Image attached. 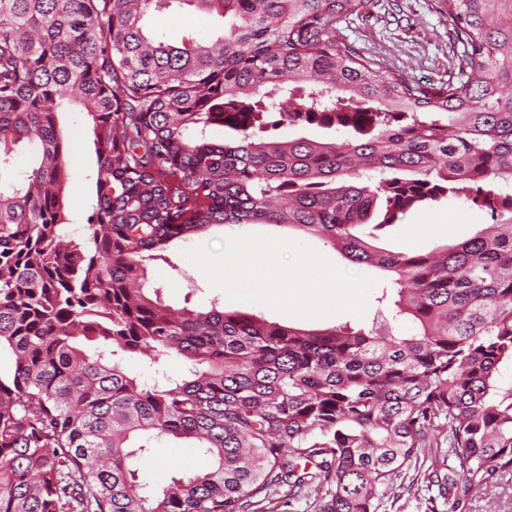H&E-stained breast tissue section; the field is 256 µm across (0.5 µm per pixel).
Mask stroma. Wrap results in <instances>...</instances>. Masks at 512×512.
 <instances>
[{"instance_id":"1","label":"stroma","mask_w":512,"mask_h":512,"mask_svg":"<svg viewBox=\"0 0 512 512\" xmlns=\"http://www.w3.org/2000/svg\"><path fill=\"white\" fill-rule=\"evenodd\" d=\"M217 27L214 17L201 12L167 11L156 14L150 23L152 31L173 45L178 44L187 31L205 37L213 34ZM335 27L337 35L356 52L380 59L391 71L407 73L421 82L444 81L452 73V37L444 0H379L372 12L360 11L337 18ZM59 123L70 144L64 204L71 223L77 226L72 236L80 239L84 236L83 226L95 220L96 157L92 124L86 114L72 106L62 109ZM491 221L490 214L477 207L461 201H444L427 210L408 212L398 224L380 233L377 244L395 252H429L463 241ZM412 226L419 229L414 240L406 234ZM243 232L299 242L345 270L377 279L378 285L371 292L364 315L342 313L328 318H301L261 304L228 301L222 290L212 288L204 275L183 257L182 251L190 245L195 247ZM390 284L389 273L352 264L323 240L275 224H250L241 228L212 226L190 242H174L167 251L166 261L151 262L147 268L148 287L163 288L165 299L173 308L203 309L216 300L228 310L236 308L270 322L307 330L372 320L379 308L377 299ZM207 463L204 449L193 442L165 438L154 443L143 457L139 476L143 482L157 488L172 474L196 471ZM427 496L423 482L414 481L412 475L407 474L395 480L392 490L380 501L378 512H425Z\"/></svg>"}]
</instances>
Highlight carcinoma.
<instances>
[{
	"mask_svg": "<svg viewBox=\"0 0 512 512\" xmlns=\"http://www.w3.org/2000/svg\"><path fill=\"white\" fill-rule=\"evenodd\" d=\"M377 3L0 0V512H262L253 498L284 486L320 490L317 512H376L444 443L453 474L421 472L453 512L512 474V0H446L457 73L427 83L336 35ZM175 5L227 23L154 38L147 18ZM66 104L93 125L82 242L64 233ZM304 123L344 137L267 135ZM462 198L493 223L427 254L371 244ZM216 224L288 225L392 273L413 329L172 308L148 264ZM163 354L191 368L148 383L123 367ZM169 437L211 464L150 488L139 464Z\"/></svg>",
	"mask_w": 512,
	"mask_h": 512,
	"instance_id": "cac0c4a2",
	"label": "carcinoma"
}]
</instances>
